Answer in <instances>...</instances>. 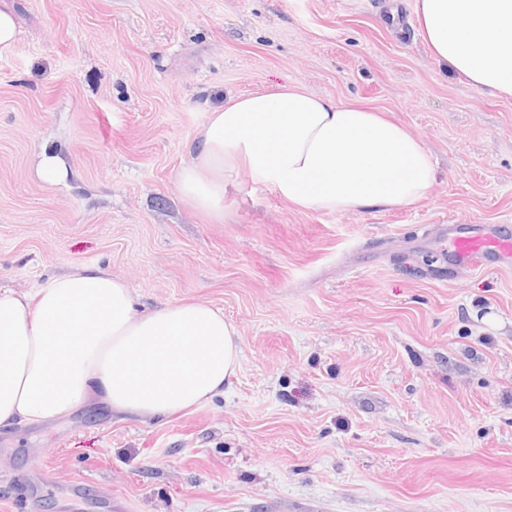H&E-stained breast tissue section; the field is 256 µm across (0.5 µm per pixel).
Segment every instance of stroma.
I'll use <instances>...</instances> for the list:
<instances>
[{
    "label": "stroma",
    "instance_id": "1",
    "mask_svg": "<svg viewBox=\"0 0 512 512\" xmlns=\"http://www.w3.org/2000/svg\"><path fill=\"white\" fill-rule=\"evenodd\" d=\"M413 0H6L0 286L99 266L138 304L220 307L224 394L159 422L85 406L0 430V512H512V98L437 62ZM382 111L437 178L415 206L304 211L240 170L223 222L177 187L228 97ZM58 156L64 180L36 167ZM490 255H496L502 262L512 265V237L487 233L478 236H459L452 240L451 256L454 266L469 270L481 268Z\"/></svg>",
    "mask_w": 512,
    "mask_h": 512
}]
</instances>
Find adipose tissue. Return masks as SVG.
Segmentation results:
<instances>
[{"label":"adipose tissue","mask_w":512,"mask_h":512,"mask_svg":"<svg viewBox=\"0 0 512 512\" xmlns=\"http://www.w3.org/2000/svg\"><path fill=\"white\" fill-rule=\"evenodd\" d=\"M434 57L481 92L512 97V0H415ZM177 174L196 210L224 216L240 168L304 210L410 207L435 169L423 142L377 111L284 84L215 107ZM239 334L198 302L138 309L126 282L86 267L19 293L0 289V429L37 426L87 404L162 420L223 395Z\"/></svg>","instance_id":"1"}]
</instances>
